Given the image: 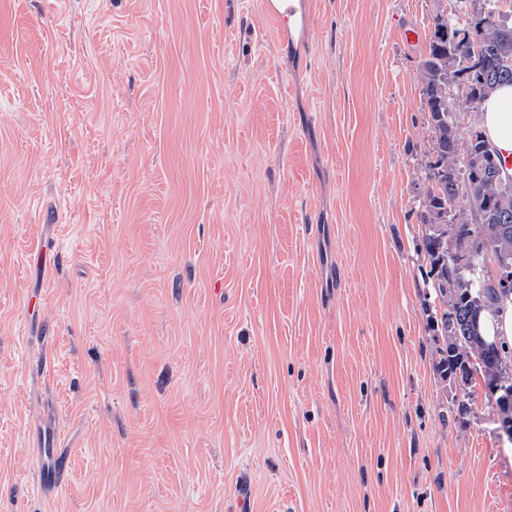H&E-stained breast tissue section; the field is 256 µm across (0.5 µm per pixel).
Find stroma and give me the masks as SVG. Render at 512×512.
<instances>
[{"mask_svg":"<svg viewBox=\"0 0 512 512\" xmlns=\"http://www.w3.org/2000/svg\"><path fill=\"white\" fill-rule=\"evenodd\" d=\"M261 5L0 0V512H512L418 211L458 4L316 0L303 59ZM32 444L38 450V477L40 484L53 473L57 460V448H61L63 435L54 426L34 422L31 425Z\"/></svg>","mask_w":512,"mask_h":512,"instance_id":"obj_1","label":"stroma"}]
</instances>
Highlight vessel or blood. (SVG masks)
I'll list each match as a JSON object with an SVG mask.
<instances>
[{"instance_id":"b4317fda","label":"vessel or blood","mask_w":512,"mask_h":512,"mask_svg":"<svg viewBox=\"0 0 512 512\" xmlns=\"http://www.w3.org/2000/svg\"><path fill=\"white\" fill-rule=\"evenodd\" d=\"M313 0H263L265 17L271 21L281 41L287 42L291 51L310 53L315 25ZM32 444L38 450L39 479H46L53 473L57 460V450L63 436L53 426L33 423L31 426Z\"/></svg>"}]
</instances>
